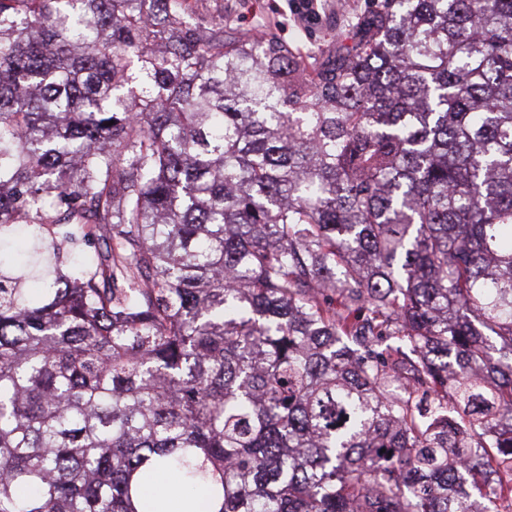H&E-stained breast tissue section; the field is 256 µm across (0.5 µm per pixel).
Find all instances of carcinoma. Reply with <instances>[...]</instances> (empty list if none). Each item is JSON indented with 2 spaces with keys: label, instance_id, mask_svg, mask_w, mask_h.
<instances>
[{
  "label": "carcinoma",
  "instance_id": "obj_1",
  "mask_svg": "<svg viewBox=\"0 0 512 512\" xmlns=\"http://www.w3.org/2000/svg\"><path fill=\"white\" fill-rule=\"evenodd\" d=\"M212 2L0 0V512H501L512 0ZM314 14L303 19L296 14L293 0H224V13L232 12L244 31L268 27L282 40L299 45L316 56L336 50L337 34L348 29L353 13L363 10L367 0H316ZM345 3L346 6L341 5Z\"/></svg>",
  "mask_w": 512,
  "mask_h": 512
}]
</instances>
